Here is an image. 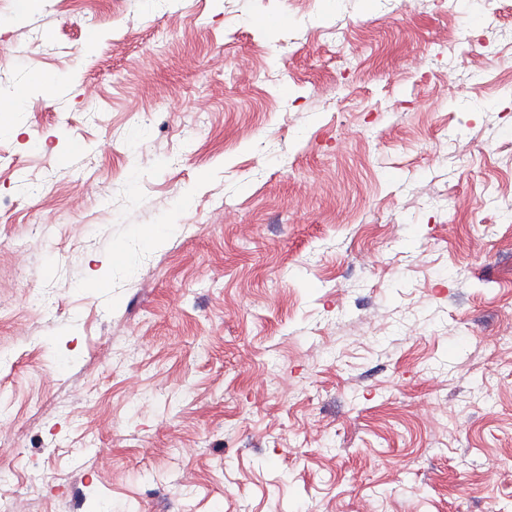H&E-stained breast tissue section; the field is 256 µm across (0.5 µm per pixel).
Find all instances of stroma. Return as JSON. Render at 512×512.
<instances>
[{"instance_id":"35a3bbf8","label":"stroma","mask_w":512,"mask_h":512,"mask_svg":"<svg viewBox=\"0 0 512 512\" xmlns=\"http://www.w3.org/2000/svg\"><path fill=\"white\" fill-rule=\"evenodd\" d=\"M0 93L12 512H512V0H0Z\"/></svg>"}]
</instances>
